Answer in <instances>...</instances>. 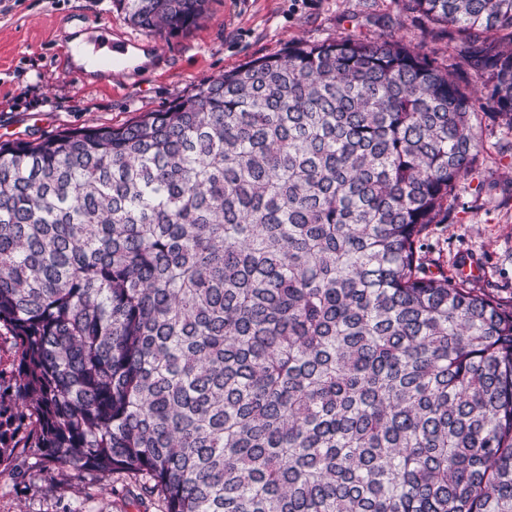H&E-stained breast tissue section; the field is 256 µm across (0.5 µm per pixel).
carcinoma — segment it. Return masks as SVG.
<instances>
[{
    "label": "carcinoma",
    "mask_w": 512,
    "mask_h": 512,
    "mask_svg": "<svg viewBox=\"0 0 512 512\" xmlns=\"http://www.w3.org/2000/svg\"><path fill=\"white\" fill-rule=\"evenodd\" d=\"M399 39L297 42L121 126L0 142V466L159 512H512V301L415 242L512 123V0H402ZM179 34L208 0H115Z\"/></svg>",
    "instance_id": "carcinoma-1"
}]
</instances>
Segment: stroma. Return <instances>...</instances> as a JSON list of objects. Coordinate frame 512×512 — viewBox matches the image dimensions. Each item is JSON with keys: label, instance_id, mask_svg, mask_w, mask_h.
Wrapping results in <instances>:
<instances>
[{"label": "stroma", "instance_id": "35a3bbf8", "mask_svg": "<svg viewBox=\"0 0 512 512\" xmlns=\"http://www.w3.org/2000/svg\"><path fill=\"white\" fill-rule=\"evenodd\" d=\"M90 20L108 25L112 41L135 42L152 66L129 67L115 79L78 76L67 53ZM342 36L403 40L460 83L471 80L455 51L456 34L406 14L401 0H210L206 18L172 36L133 27L113 0H0V141L129 123L248 60ZM477 109L483 149L473 174L456 187L447 222L424 231L423 261L427 271L450 277L475 266L472 287L511 298L512 125L488 99ZM71 476L16 455L0 473V512H73ZM53 478L61 488L45 496Z\"/></svg>", "mask_w": 512, "mask_h": 512}]
</instances>
